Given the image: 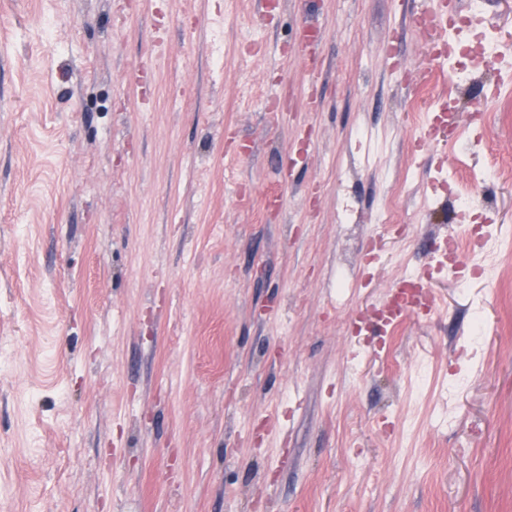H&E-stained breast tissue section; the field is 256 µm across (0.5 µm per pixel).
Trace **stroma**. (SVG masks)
Returning <instances> with one entry per match:
<instances>
[{
	"label": "stroma",
	"mask_w": 512,
	"mask_h": 512,
	"mask_svg": "<svg viewBox=\"0 0 512 512\" xmlns=\"http://www.w3.org/2000/svg\"><path fill=\"white\" fill-rule=\"evenodd\" d=\"M430 8L0 0V512H512V178L447 191L512 111ZM468 233L494 275L431 258ZM392 288H396L397 290L388 293L384 300L379 304V306L376 307L377 314H381L382 312L386 311L390 314V316L386 319L382 318L380 321L378 320L371 323V329L374 330L378 336H381V334H379L381 326L391 325L407 316L414 315L419 311L417 309H412L405 306H397L395 300L402 286H395Z\"/></svg>",
	"instance_id": "obj_1"
}]
</instances>
